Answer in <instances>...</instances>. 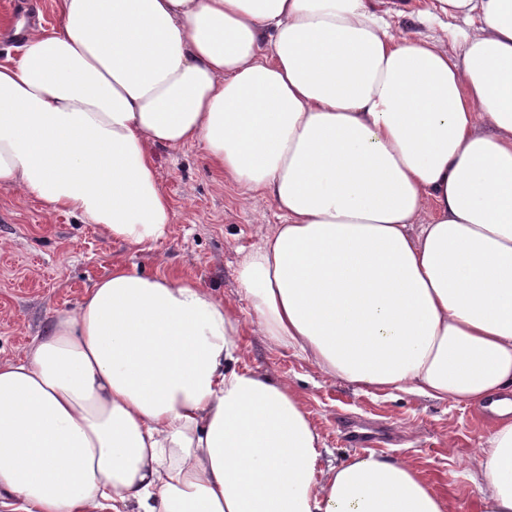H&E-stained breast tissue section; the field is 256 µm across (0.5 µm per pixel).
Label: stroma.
<instances>
[{
    "instance_id": "35a3bbf8",
    "label": "stroma",
    "mask_w": 512,
    "mask_h": 512,
    "mask_svg": "<svg viewBox=\"0 0 512 512\" xmlns=\"http://www.w3.org/2000/svg\"><path fill=\"white\" fill-rule=\"evenodd\" d=\"M25 14L47 28L58 22L55 0H0V22L11 25ZM152 154L173 218L166 239L138 249L104 237L76 215L51 213L38 201L0 191V358L18 354L56 310L75 307L113 266L189 277L246 321L247 365L291 383L324 439L322 466L355 455L341 425L362 424L386 436L375 452L410 461L447 499L448 512H479L469 456L493 430V418L472 405L329 378L292 350L270 344L248 323L252 307L239 291L238 273L243 249L279 223L277 208L264 197L241 204L198 146H156Z\"/></svg>"
}]
</instances>
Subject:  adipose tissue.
I'll list each match as a JSON object with an SVG mask.
<instances>
[{
    "label": "adipose tissue",
    "mask_w": 512,
    "mask_h": 512,
    "mask_svg": "<svg viewBox=\"0 0 512 512\" xmlns=\"http://www.w3.org/2000/svg\"><path fill=\"white\" fill-rule=\"evenodd\" d=\"M0 63V190L132 246L167 237L151 146L203 149L280 213L245 251L252 324L321 374L512 393V0H57ZM458 28H449V20ZM191 278L118 266L0 359V512H447L410 462L318 470L287 380ZM512 512V419L470 459ZM382 7L394 11H404L403 15L394 17V24L400 29L415 36L434 35V31L420 21L418 11L426 0H386Z\"/></svg>",
    "instance_id": "ef3b65f1"
}]
</instances>
